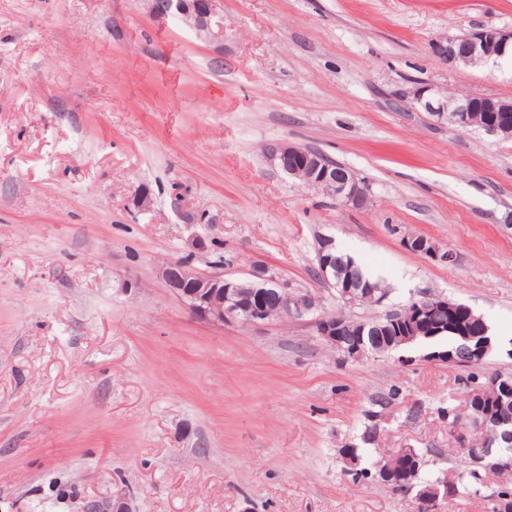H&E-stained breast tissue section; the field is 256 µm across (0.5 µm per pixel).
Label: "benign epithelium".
<instances>
[{
  "label": "benign epithelium",
  "instance_id": "7a95c632",
  "mask_svg": "<svg viewBox=\"0 0 512 512\" xmlns=\"http://www.w3.org/2000/svg\"><path fill=\"white\" fill-rule=\"evenodd\" d=\"M150 10L157 18L178 15L189 27L210 41L224 40L223 18L219 17L217 0H205L203 3L200 0H151ZM432 52L440 62L450 67L467 66L475 58L484 60L486 64L495 63L512 55V28L482 26L463 34H445L433 42ZM399 100L413 104L438 121L454 127L472 126L471 96L450 95L442 89L417 84L403 91ZM265 155L271 165L288 176L304 182L308 187L320 189L345 204L363 208L369 202L364 181L347 168L341 171L332 169L315 151L289 143H274L265 149ZM402 243L410 252L424 254L441 262L455 261L453 252L441 250L426 237L408 235L403 237ZM335 249L333 237L324 235L316 239L317 278L335 290L337 297L347 306L357 304L364 293L370 297L378 295L377 304H382L387 294L379 292V289L364 291L362 286L336 277ZM162 278L166 287L196 319L216 326L233 322L255 325L270 321L266 309L256 301L257 289L280 287L277 279L265 267L257 266L250 271L249 277L237 278L222 272H202L186 259L167 262L162 268ZM410 305L413 326L410 332L395 338V351L406 348L415 343L419 336L426 334V330L417 328V325L431 320L436 313H446L452 319L460 307L459 303L443 295L432 294L413 300ZM280 311L284 318L309 322L323 343L348 360L360 361L369 355L361 344L347 338L346 332L350 329L347 317L334 313L315 314L316 301L309 294L283 292ZM491 349V340L488 339L474 348H465L460 355L433 350L425 358L436 363L475 366L483 364ZM484 379L485 383L477 389L478 398L470 401V414L466 416V422L454 424L453 434L478 461L496 466L498 462L491 458V450L483 447L480 435L491 427L504 425L503 414L485 405L482 392L489 388L507 392L512 389V381L501 373L486 374ZM399 464L407 468L411 466L417 471L421 461L415 453L403 451L396 463H376L374 478L386 482L393 480L395 467ZM402 487L409 492L416 491V500L422 509L430 512L437 501L448 498V473H442L440 482L432 486L418 489L409 479ZM85 512H133V509L127 493L120 490L110 498L88 502Z\"/></svg>",
  "mask_w": 512,
  "mask_h": 512
}]
</instances>
